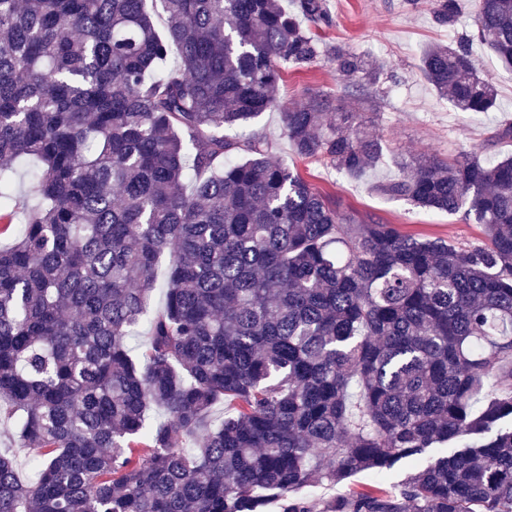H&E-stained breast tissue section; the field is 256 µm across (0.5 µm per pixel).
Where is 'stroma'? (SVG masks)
Wrapping results in <instances>:
<instances>
[{
    "label": "stroma",
    "mask_w": 512,
    "mask_h": 512,
    "mask_svg": "<svg viewBox=\"0 0 512 512\" xmlns=\"http://www.w3.org/2000/svg\"><path fill=\"white\" fill-rule=\"evenodd\" d=\"M330 25L320 26L318 34L324 53L310 66L282 71L279 98L291 104L304 92L320 89L337 93L336 69L329 48L342 43L355 52L383 64L382 91L372 118L375 131L384 143V158L371 171L352 177L338 172L329 163L297 158L282 129L279 111L271 110L255 119L250 133L264 138L272 161L296 170L325 194L337 210L358 219L378 218L397 225L403 232L439 237L465 246L481 237L479 225L462 215H449L416 208L407 201L390 199L375 190L379 182L399 178L394 155L431 152L450 160L464 150H479L487 161L512 155V141L494 138L498 125L512 121V68L503 65L480 42L470 44L471 56L481 77L496 86L497 105L488 113L457 112L441 98L423 77L419 65L428 45L448 43L474 31L472 4L465 0L454 27H441L430 16L427 2L419 0L410 9L405 0H325Z\"/></svg>",
    "instance_id": "obj_1"
}]
</instances>
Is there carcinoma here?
<instances>
[{"label":"carcinoma","mask_w":512,"mask_h":512,"mask_svg":"<svg viewBox=\"0 0 512 512\" xmlns=\"http://www.w3.org/2000/svg\"><path fill=\"white\" fill-rule=\"evenodd\" d=\"M158 2L162 31L147 0H0V417L34 465L23 481L0 452V512H512V157L403 156L379 187L463 213L473 244L358 223L225 134L320 56L303 23L330 24L324 0ZM472 5L512 67V0ZM429 9L451 28L462 2ZM469 44L428 47L421 71L488 112ZM331 59L361 109L309 92L283 132L359 176L383 157L380 66ZM437 444L455 449L425 459ZM402 462L394 489L305 494Z\"/></svg>","instance_id":"obj_1"}]
</instances>
